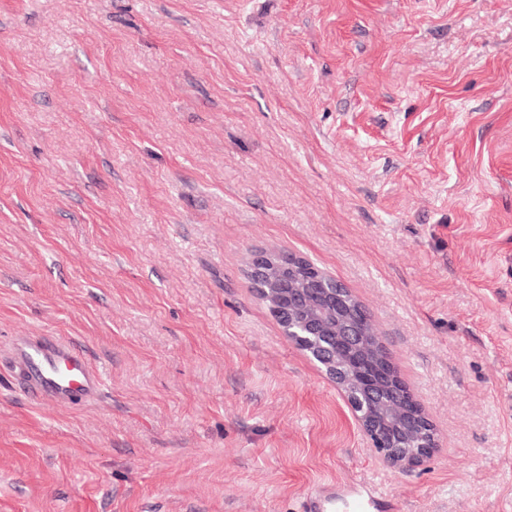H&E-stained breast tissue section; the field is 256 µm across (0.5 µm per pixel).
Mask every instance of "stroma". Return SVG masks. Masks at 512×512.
Masks as SVG:
<instances>
[{"label": "stroma", "instance_id": "stroma-1", "mask_svg": "<svg viewBox=\"0 0 512 512\" xmlns=\"http://www.w3.org/2000/svg\"><path fill=\"white\" fill-rule=\"evenodd\" d=\"M367 309L442 447L402 471L247 276ZM0 512H512V0H0ZM3 355L20 390L39 402L70 405L89 401L103 386L101 373L84 350L59 336H19L1 351ZM337 500L338 498L332 493L322 492L309 497L307 510L326 512L336 507ZM339 500L342 501L343 506L351 507L354 512H377L382 502L372 490L366 488L351 490L348 496Z\"/></svg>", "mask_w": 512, "mask_h": 512}]
</instances>
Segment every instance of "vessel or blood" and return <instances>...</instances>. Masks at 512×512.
Returning <instances> with one entry per match:
<instances>
[{"mask_svg":"<svg viewBox=\"0 0 512 512\" xmlns=\"http://www.w3.org/2000/svg\"><path fill=\"white\" fill-rule=\"evenodd\" d=\"M8 366L21 391L39 402L68 405L95 398L103 377L75 342L49 334L15 338L5 351ZM353 512H379L380 499L372 490H351L339 499L330 493L309 497L310 512H332L336 504Z\"/></svg>","mask_w":512,"mask_h":512,"instance_id":"obj_1","label":"vessel or blood"}]
</instances>
